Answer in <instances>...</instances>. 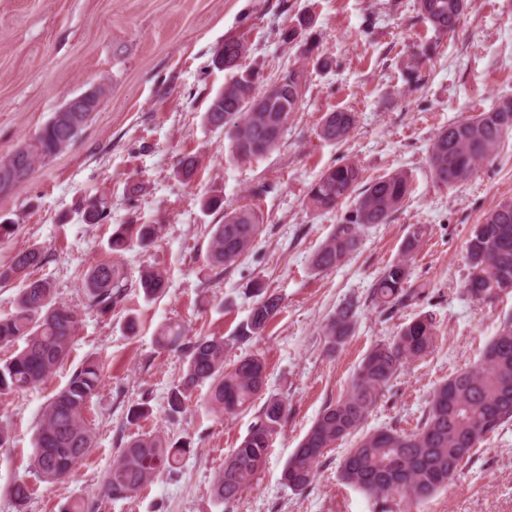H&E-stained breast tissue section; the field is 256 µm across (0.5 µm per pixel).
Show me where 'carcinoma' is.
<instances>
[{
	"label": "carcinoma",
	"mask_w": 512,
	"mask_h": 512,
	"mask_svg": "<svg viewBox=\"0 0 512 512\" xmlns=\"http://www.w3.org/2000/svg\"><path fill=\"white\" fill-rule=\"evenodd\" d=\"M469 7L470 0H418L419 15L439 34L455 31ZM311 26V16L300 14L282 31L281 39L304 44V54L311 56L316 50L309 43ZM247 51L244 42L226 39L214 54L213 64L236 70ZM261 84L260 73L241 74L212 99L204 113L207 124L227 129L229 150L236 159L264 156L279 148L292 114L303 105L307 72L304 66L294 65L262 91ZM90 116L89 112L53 113L32 143L9 157L21 166L16 182L27 179L37 163L71 146ZM355 123V113L346 109L328 112L321 120L318 137L342 143ZM510 133L512 98L474 117L448 123L429 148L428 163L435 182L453 187L469 180ZM408 192L409 176L401 171L366 181L361 166L351 160L324 170L308 186L306 205L331 212L348 201L350 208L312 255V269L322 272L342 265L359 249L364 229L389 223ZM83 213L87 223H103L110 213L107 199L89 202ZM262 228L263 218L253 208L224 212V223L213 225L210 231L209 263L215 268L235 264L253 248ZM160 232L158 224H119L112 230L109 247L120 254L134 242L147 250ZM425 236L426 225L410 226L399 257L383 268L372 284L370 299L375 307L390 310L423 294L425 285L411 282L410 262ZM44 260V253L32 247L0 267V281L22 285L14 311L0 317V346L16 348L12 357L0 361L1 396L42 382L69 356L81 323V311L59 300L50 280L33 276V269ZM465 264L462 290L471 299L491 302L512 293V198L499 201L482 223L474 225L465 243ZM128 288L119 260L100 262L85 273L81 283L85 308L106 314L126 299ZM136 288L151 299L165 292L167 281L160 271L145 268ZM254 297L249 317L232 337L234 342L263 335L281 311L282 297L266 288H254ZM356 314L354 302L345 301L328 318L323 326L328 352L340 350L354 334ZM184 335V327L177 322L165 323L155 333L159 346L175 347L185 356L183 375L168 393L169 415L181 413L188 398L202 386L207 387L209 407L221 414L248 408L263 392L267 378L263 355L247 354L227 365L224 337L201 336L186 342ZM436 336L433 317L420 313L392 339L375 343L360 362L349 389L323 408L288 457L281 476L284 486L295 493L304 492L316 478L325 450L350 439L353 447L340 463V478L349 487L382 499L397 496L417 503L448 487L469 465L482 440L512 421V316L503 318L477 364L451 375L434 390L415 429L386 427L362 432L389 383L406 365L426 357ZM100 385L99 363L88 360L46 406L35 437L33 462L43 482L54 484L70 477L93 448L87 408L99 394ZM288 415L287 399L279 395L266 398L248 434L224 459V469L212 484L211 495L217 504H233L252 484ZM190 448V442L172 443L159 432L131 437L105 475L101 497L112 500L137 494L152 478L177 471ZM10 495L16 512H27L29 485L15 483ZM97 507L94 500L75 498L61 512H95Z\"/></svg>",
	"instance_id": "obj_1"
}]
</instances>
